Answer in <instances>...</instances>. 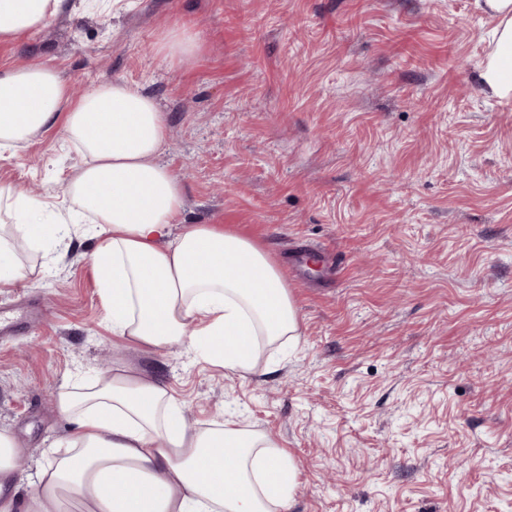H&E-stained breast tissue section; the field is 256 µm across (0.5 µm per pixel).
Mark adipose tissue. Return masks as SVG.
Here are the masks:
<instances>
[{
  "label": "adipose tissue",
  "instance_id": "adipose-tissue-1",
  "mask_svg": "<svg viewBox=\"0 0 512 512\" xmlns=\"http://www.w3.org/2000/svg\"><path fill=\"white\" fill-rule=\"evenodd\" d=\"M65 3L0 0V42L35 34ZM477 4L498 20L483 83L511 95L512 0ZM59 119L85 158L66 192L97 224L91 262L115 335L147 351L187 347L241 376L263 347L297 335L288 286L263 251L222 225L184 223V186L158 160L168 123L153 99L121 82L76 99L43 63L0 71V146ZM69 234L1 187L0 285L22 273L14 239L37 251ZM55 405L69 424L63 451L27 496L16 491V440L0 430V512H288L292 460L268 455L265 435L233 421L187 431L157 378L118 363L62 386Z\"/></svg>",
  "mask_w": 512,
  "mask_h": 512
}]
</instances>
